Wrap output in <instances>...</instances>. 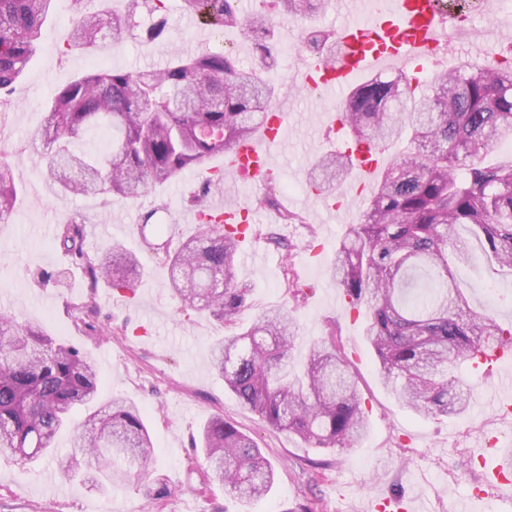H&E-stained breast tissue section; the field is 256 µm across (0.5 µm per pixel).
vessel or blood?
<instances>
[{
  "label": "vessel or blood",
  "mask_w": 512,
  "mask_h": 512,
  "mask_svg": "<svg viewBox=\"0 0 512 512\" xmlns=\"http://www.w3.org/2000/svg\"><path fill=\"white\" fill-rule=\"evenodd\" d=\"M463 31V26L454 23L440 0H389L384 8L372 12L367 22L343 24L336 29L342 54L335 66L326 67L317 61L298 72L297 77L300 84L313 87L315 97L331 102L338 93L348 90L356 77L389 67L407 69L436 54L444 43ZM287 123L286 106L272 107L257 135L224 152L215 174L245 176L260 183L275 178L272 151L282 142ZM355 157L354 174L346 192L357 198L372 188L381 158L379 152L364 150L356 152ZM251 209V203L246 200L212 203L207 207L216 221L227 225L242 224ZM492 474L493 483L474 488L473 499L490 498L495 486L512 485L511 462L498 461Z\"/></svg>",
  "instance_id": "1"
}]
</instances>
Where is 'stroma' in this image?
Masks as SVG:
<instances>
[{"label": "stroma", "instance_id": "1", "mask_svg": "<svg viewBox=\"0 0 512 512\" xmlns=\"http://www.w3.org/2000/svg\"><path fill=\"white\" fill-rule=\"evenodd\" d=\"M74 18L72 0H58L13 99L0 104V156L13 165L20 188L10 223L0 224V312L39 324L56 341L93 358L103 399L120 396L140 406L153 445L150 468L164 474L168 492L149 504L132 485L107 493L88 490L62 476L49 459L25 465L1 458L0 512H292L299 506L308 512H367L372 499L387 493L412 499L417 512H452L496 463L492 457L479 463L480 439L495 437L500 446H512V417L498 411L502 399L512 398V385L502 384L499 370L478 373L464 367L460 373L473 401L467 413L436 420L402 407L377 376L363 317L349 311L330 278L333 251L347 225L327 221L318 199L281 192L276 184L250 186L256 221L250 243L239 250L263 251L267 261L238 260L236 272L251 286L244 322L270 307L293 305L300 325L292 348L295 363H303L311 344L335 330L337 343L357 368L369 420L367 434L344 453L308 447L241 405L210 363L223 324L182 306L167 289V250L198 230L186 218L191 196L201 191L202 173L183 172L135 201L105 196L60 201L30 162L28 134L44 123L50 95L91 69L94 58L105 59L110 69L151 70L176 54L223 45L247 67L253 62L252 44L232 28L218 33L202 24L184 27L182 12L174 8L164 45L130 38L114 48L105 43L93 50L70 49L64 35ZM474 24L487 32L481 41L487 53H512V7L491 0L487 14ZM308 58L300 47L283 49L273 76L278 98L288 108L286 140L274 161L293 181L305 180L317 154L341 149L348 139L345 130L323 125L322 103L294 85ZM283 209L301 214L304 223L278 222ZM73 217L109 231L103 238L85 235L88 254L118 243L138 255L144 272L132 291L113 292L105 280L88 289L84 269L58 240L61 226ZM142 218L147 226H139ZM271 232L294 244L293 258L267 243ZM291 267L303 288L296 298L286 281ZM457 277L472 310L512 321V276L494 274L481 249L458 266ZM88 299L96 307L91 317L75 308ZM218 414L253 438L274 465L267 497L243 505L210 481L199 431Z\"/></svg>", "mask_w": 512, "mask_h": 512}]
</instances>
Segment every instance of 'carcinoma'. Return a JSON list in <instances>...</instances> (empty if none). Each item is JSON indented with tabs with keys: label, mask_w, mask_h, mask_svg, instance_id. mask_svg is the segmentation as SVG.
<instances>
[{
	"label": "carcinoma",
	"mask_w": 512,
	"mask_h": 512,
	"mask_svg": "<svg viewBox=\"0 0 512 512\" xmlns=\"http://www.w3.org/2000/svg\"><path fill=\"white\" fill-rule=\"evenodd\" d=\"M56 0H0V103L18 85L37 52ZM77 19L65 42L91 49L106 39L155 43L166 39L168 0H127L112 13H87L73 0ZM236 0H180L182 12L218 31L238 27L254 43L251 66L231 51L202 50L161 69H101L56 91L47 122L29 135L43 151L42 173L59 199L113 195L136 200L155 184L185 170L205 171L210 160L252 136L273 100L264 75L276 61L268 50L275 26L267 12L244 17ZM293 17H311L325 0H274ZM308 42L327 65L338 44L318 31ZM433 94L416 97L405 72L376 75L356 86L340 111L353 145L383 148L410 133V151L380 172L361 222L349 225L331 262L336 286L364 310V336L377 370L395 398L432 417L469 410L472 395L451 371L472 362L489 343L512 349V325L471 310L453 263L468 260L476 242L492 266L512 273V159L495 165L482 156L512 140V62L463 66L436 74ZM110 133L103 149L86 145L89 132ZM353 154L320 157L309 187L324 192L343 184ZM19 189L13 166L0 159V224L14 213ZM468 231L467 235L459 229ZM82 221L61 229V247L85 268L128 291L140 277L138 256L113 244L89 256ZM235 232L203 220L197 235L166 252L171 291L181 303L224 323L211 362L238 401L270 426L311 448L349 451L367 428L359 377L335 333L312 344L299 368L290 358L299 325L291 310H266L239 325L249 286L238 280ZM95 364L47 336L39 324L0 313V458L33 463L55 455L67 477L103 490L133 484L147 500L167 492L162 475L148 470L150 436L133 401H99ZM87 412L75 426V411ZM73 426V449L57 452L59 431ZM214 481L243 503L266 496L274 470L255 441L234 423L214 416L200 432Z\"/></svg>",
	"instance_id": "obj_1"
}]
</instances>
